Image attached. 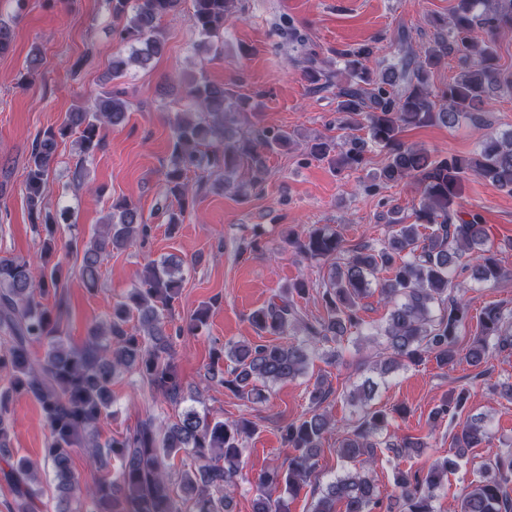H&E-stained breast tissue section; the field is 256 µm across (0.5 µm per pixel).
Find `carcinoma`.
Segmentation results:
<instances>
[{
    "instance_id": "cac0c4a2",
    "label": "carcinoma",
    "mask_w": 512,
    "mask_h": 512,
    "mask_svg": "<svg viewBox=\"0 0 512 512\" xmlns=\"http://www.w3.org/2000/svg\"><path fill=\"white\" fill-rule=\"evenodd\" d=\"M184 2L107 0L110 15L122 23L116 36L128 46L127 53L112 57L108 80L122 78L132 65L144 68L162 53L160 22L179 14ZM191 5L198 49L215 57L224 54V26L246 11L245 0H191ZM446 29L422 55L396 65L372 67L377 47L364 42L339 53L334 72H324L314 59L303 67L302 76L314 90L336 87V111L346 115V125L367 132L365 139L349 138L338 155L332 139L317 138L308 146L309 154L348 172L363 166L372 143L389 154L372 180L389 184L414 179L421 199L411 224L398 208L391 210L392 231L379 243L348 248L328 224L288 234L285 244L303 259L329 264L319 288L323 315L309 319L303 314L298 300L314 284L299 278L250 312L255 337L213 350L207 377L219 380L237 398L263 405L274 385L307 376L315 360L339 357L346 343L371 339L373 332L360 315L365 298L376 293L388 309L384 342L376 352L377 378L366 377L341 393L347 403L360 407L356 419L338 423L329 404L333 391L316 379L308 390L309 413L280 427L282 441L293 453L285 464L254 481L252 512H290V502L317 477L318 456L335 432L340 434L337 455L356 467L329 480L311 512H437V492L448 483V474L488 434L487 415L466 412L469 389L452 390L432 410L429 425L434 431L445 420L457 424L455 454L436 460L425 472L395 466L393 494L381 496L372 476L381 455L409 457L427 443L384 437L392 416L373 406L379 381L426 360L442 369L462 361L479 368L494 353L512 350L508 305L493 303L471 315L463 275L498 284L511 280L512 271L501 267L488 245L480 215L464 218L460 203L468 173L512 192V129L486 136L469 157L435 156L401 141L408 127L439 123L453 128L472 118L494 91L512 88V71L498 66L496 50L497 36L512 32V0H455ZM450 54L463 68L435 94L430 89L432 70ZM184 100V111L172 124L164 171L166 197L176 203L165 211L170 235L178 231L181 216L203 187L227 188L245 169L249 179L241 194L260 189L267 176L263 153L288 148L294 137L286 130L243 133L230 127L231 118L250 107V98L202 73L192 78ZM129 109L123 89H105L90 106L67 113L59 126L38 132L32 142L24 191L31 219L45 235L40 274L34 275L26 259L0 256V371L8 377L0 388V479L12 494L7 512H42L47 503L38 474L43 470L52 473V512H233L245 443L257 431L255 422L213 418L187 406L173 422L158 425L148 417L121 436L100 437V425L114 403L112 385L124 374L137 376L172 406L185 401L173 336L207 328L211 314V306L203 305L185 325L171 329L186 261L169 256L149 262L137 285L112 304L80 344L60 331L63 301L55 300L52 307L43 303L62 287L61 269L52 256L57 224L65 215L52 213L46 201L58 143L75 137L73 180L81 184L84 163L101 145V129L122 124ZM191 171L202 173L195 188L187 181ZM148 232L140 207L123 198L112 202L105 221L89 237L72 239L68 248L80 257L78 274L88 290H96L112 253L132 248ZM264 235L261 226H254L241 252L264 251ZM472 325L474 335L464 345L461 336ZM268 336L283 342H270ZM20 397L39 404L50 432L40 460L17 458L12 452L10 411ZM76 448L86 449L104 470L116 462L115 473L103 475L92 488H81L72 469ZM511 482L512 451H506L480 467L452 512H512L507 491Z\"/></svg>"
}]
</instances>
